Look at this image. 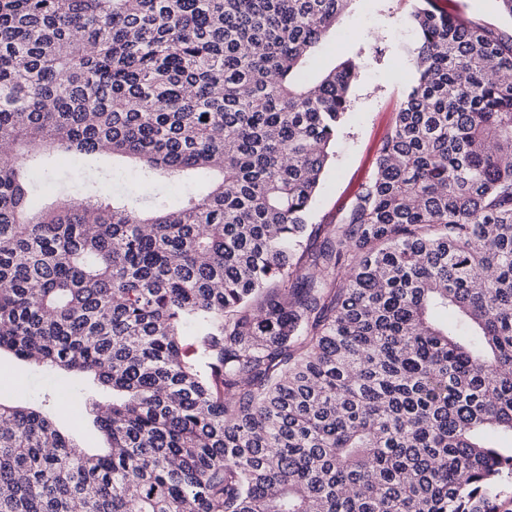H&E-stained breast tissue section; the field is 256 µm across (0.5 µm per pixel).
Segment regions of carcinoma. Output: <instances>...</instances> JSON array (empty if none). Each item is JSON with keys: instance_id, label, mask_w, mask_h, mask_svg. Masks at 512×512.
Instances as JSON below:
<instances>
[{"instance_id": "cac0c4a2", "label": "carcinoma", "mask_w": 512, "mask_h": 512, "mask_svg": "<svg viewBox=\"0 0 512 512\" xmlns=\"http://www.w3.org/2000/svg\"><path fill=\"white\" fill-rule=\"evenodd\" d=\"M353 2L0 0V353L112 390L102 454L0 402V512H501L512 36L414 0L376 170L310 228L357 69L313 63ZM47 148L166 181L148 214L106 173L35 212Z\"/></svg>"}]
</instances>
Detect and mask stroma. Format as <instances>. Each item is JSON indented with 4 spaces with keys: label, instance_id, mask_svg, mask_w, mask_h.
I'll use <instances>...</instances> for the list:
<instances>
[{
    "label": "stroma",
    "instance_id": "obj_1",
    "mask_svg": "<svg viewBox=\"0 0 512 512\" xmlns=\"http://www.w3.org/2000/svg\"><path fill=\"white\" fill-rule=\"evenodd\" d=\"M411 6V0H358L353 13L325 40L324 62L353 58L359 65V76L350 90L348 115L336 135L335 155L311 212L312 224L336 223L376 169L379 147L411 79L408 49L416 39L408 22ZM371 86L376 89L372 95L367 92ZM44 161L48 170L35 175L30 190L31 201L37 206L61 194L77 198L82 181L112 166L108 155L85 164L60 151L49 153ZM65 394L73 399L77 411L59 416L60 428L83 449L103 447L85 402H110L111 391L97 388L80 376L37 365L21 368L8 357L0 358V401L50 411L56 399Z\"/></svg>",
    "mask_w": 512,
    "mask_h": 512
}]
</instances>
